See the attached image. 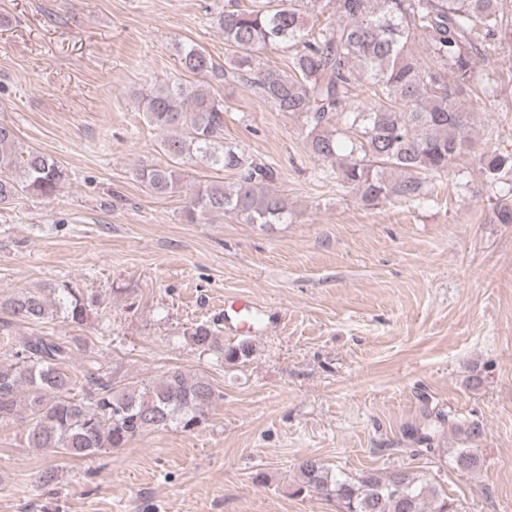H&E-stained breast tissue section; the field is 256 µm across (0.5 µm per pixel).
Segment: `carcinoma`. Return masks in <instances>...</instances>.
<instances>
[{
    "instance_id": "obj_1",
    "label": "carcinoma",
    "mask_w": 512,
    "mask_h": 512,
    "mask_svg": "<svg viewBox=\"0 0 512 512\" xmlns=\"http://www.w3.org/2000/svg\"><path fill=\"white\" fill-rule=\"evenodd\" d=\"M310 2L225 5L215 18L224 33V64L185 45L178 50L180 64L197 81L137 93L147 123L166 133L160 142L166 164L136 171L153 194L177 192L178 165L193 158L235 176L229 183L198 186L184 206L186 221L212 214L261 226L288 220V202L272 188L274 168L224 144V99L214 86L231 75L250 83L275 111L301 118L311 154L337 163V178L367 206L389 197L423 199L421 175L444 172L471 151L467 132L473 112L461 95L487 93L475 80L476 59L489 62L512 42L506 0H326L336 23L316 31L305 23ZM418 40L425 46L423 57L413 50ZM269 45L288 48V70L261 64L258 50ZM361 81L369 98L365 107L351 97V87ZM483 170L490 185L512 176V152L484 156ZM68 180L59 161L23 149L15 130L0 124L1 205L22 194L53 196ZM488 222L512 224V195L495 199ZM92 305L68 284L0 294V326L6 331L13 320L37 325L56 316L81 326ZM183 335L197 348L217 352L223 362L252 353L247 343L219 346L204 323ZM0 343L9 352L0 361V422L27 419V448L80 459L120 448L151 429L192 431L216 399L208 378L179 368L121 387L116 371L87 347L82 364L73 369V336L34 335L19 349L9 336ZM455 462L462 470H476L481 459L476 449L466 448ZM297 477V492L333 499L340 512H458L431 481L408 470L349 479L332 474L322 460L305 457Z\"/></svg>"
}]
</instances>
